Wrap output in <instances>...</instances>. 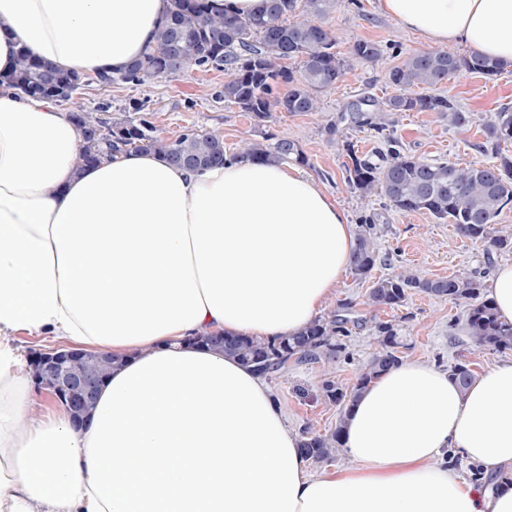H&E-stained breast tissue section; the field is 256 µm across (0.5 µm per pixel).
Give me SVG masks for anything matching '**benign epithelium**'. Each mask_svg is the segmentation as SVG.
Returning a JSON list of instances; mask_svg holds the SVG:
<instances>
[{
  "mask_svg": "<svg viewBox=\"0 0 512 512\" xmlns=\"http://www.w3.org/2000/svg\"><path fill=\"white\" fill-rule=\"evenodd\" d=\"M96 357L107 358L109 354L92 352L69 345L35 351L31 363L37 370L34 380L38 387L66 407L76 424H86L91 416L104 378L89 375L80 367Z\"/></svg>",
  "mask_w": 512,
  "mask_h": 512,
  "instance_id": "7a95c632",
  "label": "benign epithelium"
}]
</instances>
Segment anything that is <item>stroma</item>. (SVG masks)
Returning a JSON list of instances; mask_svg holds the SVG:
<instances>
[{
  "mask_svg": "<svg viewBox=\"0 0 512 512\" xmlns=\"http://www.w3.org/2000/svg\"><path fill=\"white\" fill-rule=\"evenodd\" d=\"M336 38L339 55H347L358 40L398 44L400 54H385L373 62L352 61L346 74L320 96V108L310 114L274 112L269 122L260 124L237 106L225 102L221 91L224 75L219 71H191L175 78H159L142 86L115 85L105 90L89 84L80 91L87 108L109 106L123 111L130 102H146V116L160 136L172 139L188 126L220 132L227 150L233 151L245 140H261L273 133L293 139L309 159L305 175L317 180L348 211L350 218L368 213L374 218L373 241L378 253L373 277L387 276L409 267L429 277L468 276L488 282L498 264L512 260V253H488L484 243L461 236L454 225L438 223L422 212H402L380 197L361 198L346 182V144L358 154L371 156L384 150L381 137L370 127L346 121L353 103L363 98L376 102L395 95L387 74L403 57L428 51L418 36L403 31L382 15L377 0H360L350 5L338 0L324 20ZM462 111L468 124L454 127L433 112H402L394 115V128L404 148L428 161L460 164H494L499 154L512 155V142L501 152L483 150L484 130L502 108H512V66L494 79L462 71L437 88ZM370 283L346 273L329 303V310H347L357 319L346 340L349 357L329 365L297 364L269 377L268 383L288 413V422L297 432L322 433L335 428L339 410L323 397L324 371L335 381L352 382L378 349L375 326L393 325L404 345L405 359L424 360L443 370L457 362L469 364L473 372L505 356L504 351L476 345L467 325V306L421 292H412L406 304L396 309L369 311L364 301Z\"/></svg>",
  "mask_w": 512,
  "mask_h": 512,
  "instance_id": "1",
  "label": "stroma"
}]
</instances>
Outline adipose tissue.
I'll use <instances>...</instances> for the list:
<instances>
[{"label":"adipose tissue","mask_w":512,"mask_h":512,"mask_svg":"<svg viewBox=\"0 0 512 512\" xmlns=\"http://www.w3.org/2000/svg\"><path fill=\"white\" fill-rule=\"evenodd\" d=\"M427 44L512 65V0H377ZM171 0H0V512H512V357L465 387L409 359L361 391L341 445L312 472L300 436L221 333L303 329L347 272L345 209L294 166L202 171L130 152L77 168L80 136L6 77L19 52L116 73L155 43ZM118 356L87 424L37 416L18 332ZM450 454L451 453H448L450 466H452L465 481L477 487L484 486L490 482V478L485 476L482 468L478 464L468 461L460 454L453 456Z\"/></svg>","instance_id":"ef3b65f1"}]
</instances>
